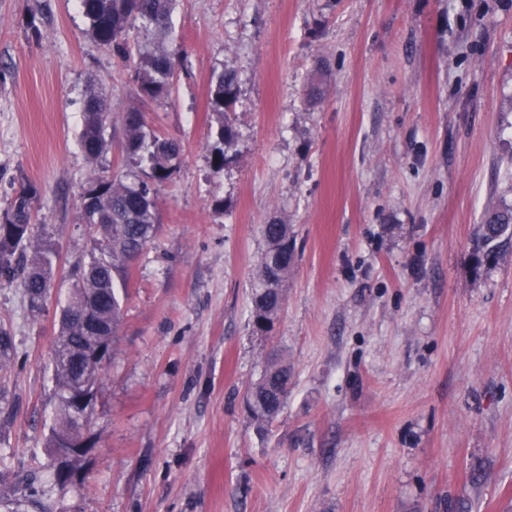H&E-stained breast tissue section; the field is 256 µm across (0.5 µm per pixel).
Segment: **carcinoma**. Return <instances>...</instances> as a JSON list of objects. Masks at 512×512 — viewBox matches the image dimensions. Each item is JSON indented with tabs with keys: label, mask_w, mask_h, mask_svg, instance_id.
Segmentation results:
<instances>
[{
	"label": "carcinoma",
	"mask_w": 512,
	"mask_h": 512,
	"mask_svg": "<svg viewBox=\"0 0 512 512\" xmlns=\"http://www.w3.org/2000/svg\"><path fill=\"white\" fill-rule=\"evenodd\" d=\"M175 0H79L89 21V34L99 44L110 46L132 59L137 76L136 100L123 118L124 148L129 164L148 163V180L130 181L129 174L97 176L82 196L85 223L95 233V255L76 262L71 270L74 287L61 314L59 334L52 348L57 422L48 447L64 448L83 438L90 416L80 417L76 392L82 388L97 393L101 371L109 359L122 318L119 288L127 271L139 260L150 241L158 212L154 185L168 180L182 160L180 143L165 135L147 136L144 106L169 94V80L183 54L166 47L170 13ZM154 36L153 45L137 48L131 56L129 31L135 24ZM237 94V77L223 71L210 93V109L217 122L219 147L211 153L214 171L224 168L234 144V131L226 109ZM112 125L108 100L96 89L89 90L83 109L81 150L90 162L98 161L111 144ZM36 191L23 186L10 210L0 221V282L18 283L34 307L45 302L51 288L56 258L51 244L32 224ZM261 234L272 248L265 250L251 285L254 323L273 326L285 300L279 288L295 261V242L289 226L277 221L262 225ZM512 245V206L487 212L481 234L473 246L478 267L493 266L504 248ZM20 360L10 329L0 325V370ZM290 393V370L280 355L267 357L260 378L246 394L250 418L259 432L276 419Z\"/></svg>",
	"instance_id": "carcinoma-1"
}]
</instances>
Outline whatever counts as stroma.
<instances>
[{
    "label": "stroma",
    "instance_id": "stroma-1",
    "mask_svg": "<svg viewBox=\"0 0 512 512\" xmlns=\"http://www.w3.org/2000/svg\"><path fill=\"white\" fill-rule=\"evenodd\" d=\"M184 61L148 132L180 140L159 222L129 273L77 487L47 438L52 346L93 232L94 171L128 170L133 66L93 40L78 0H0V216L22 184L56 252L31 308L0 283L24 366L0 371V512L19 471L50 512H512V248L475 268L489 207L512 205V0H177ZM237 75L221 171L209 110ZM112 146L78 145L90 87ZM296 261L274 327L250 321L260 227ZM291 392L266 433L245 407L269 352Z\"/></svg>",
    "mask_w": 512,
    "mask_h": 512
}]
</instances>
